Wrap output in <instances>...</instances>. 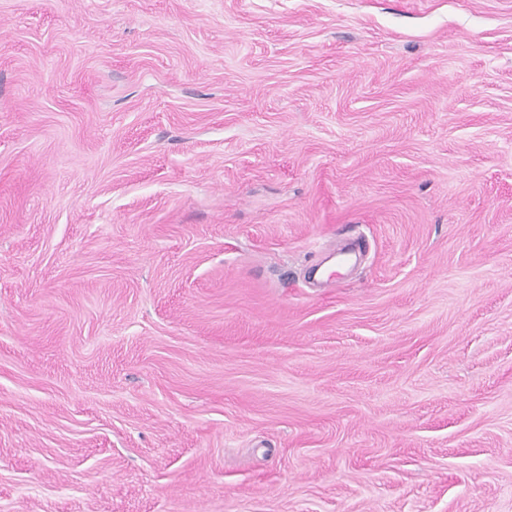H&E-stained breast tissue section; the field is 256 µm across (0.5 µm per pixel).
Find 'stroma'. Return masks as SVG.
Returning <instances> with one entry per match:
<instances>
[{"instance_id": "1", "label": "stroma", "mask_w": 512, "mask_h": 512, "mask_svg": "<svg viewBox=\"0 0 512 512\" xmlns=\"http://www.w3.org/2000/svg\"><path fill=\"white\" fill-rule=\"evenodd\" d=\"M0 512H512V0H0Z\"/></svg>"}]
</instances>
